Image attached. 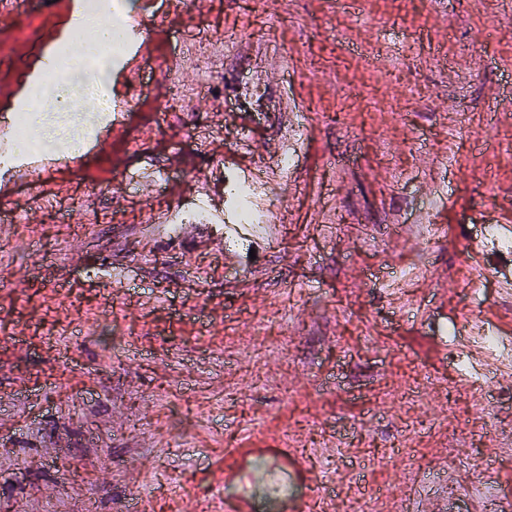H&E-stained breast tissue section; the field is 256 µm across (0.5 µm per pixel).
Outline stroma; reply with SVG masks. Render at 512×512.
Returning a JSON list of instances; mask_svg holds the SVG:
<instances>
[{"mask_svg":"<svg viewBox=\"0 0 512 512\" xmlns=\"http://www.w3.org/2000/svg\"><path fill=\"white\" fill-rule=\"evenodd\" d=\"M117 2L157 29L120 134L0 199V512H224L277 457L304 479L256 512L512 503V249L470 244L512 219V0ZM63 9L0 15V115ZM244 171L271 220L229 265Z\"/></svg>","mask_w":512,"mask_h":512,"instance_id":"obj_1","label":"stroma"}]
</instances>
